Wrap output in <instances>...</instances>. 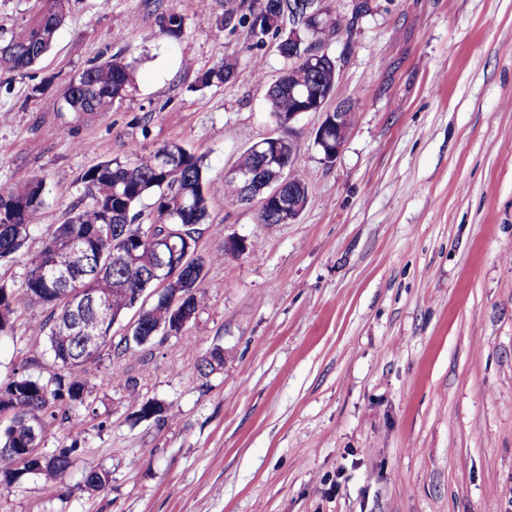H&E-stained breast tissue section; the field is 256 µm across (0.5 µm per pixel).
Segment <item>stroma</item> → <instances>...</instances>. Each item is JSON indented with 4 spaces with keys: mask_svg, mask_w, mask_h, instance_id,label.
<instances>
[{
    "mask_svg": "<svg viewBox=\"0 0 512 512\" xmlns=\"http://www.w3.org/2000/svg\"><path fill=\"white\" fill-rule=\"evenodd\" d=\"M331 42L334 103L357 120L334 162L321 113L286 135L308 202L291 224L215 194L198 249L214 255L207 301L180 335L135 357L103 352L84 375L96 410L49 427L68 472L0 483V512H512V0H371ZM187 22L158 35L159 8ZM215 0H70L52 50L0 73V186L45 178L39 228L0 261L20 284L45 230L84 195L82 174L130 143L174 141L223 181L238 153L277 132L267 85L274 39L219 33ZM136 89L71 125L32 97L116 53ZM233 58L240 80L198 88ZM253 256L225 253V238ZM46 310L19 305L0 339V385L28 358L54 372ZM224 364L199 366L214 346ZM167 408L135 421L117 377ZM108 471L96 493L83 479Z\"/></svg>",
    "mask_w": 512,
    "mask_h": 512,
    "instance_id": "stroma-1",
    "label": "stroma"
}]
</instances>
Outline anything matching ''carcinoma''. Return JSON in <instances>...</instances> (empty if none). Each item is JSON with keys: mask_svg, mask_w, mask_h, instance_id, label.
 Segmentation results:
<instances>
[{"mask_svg": "<svg viewBox=\"0 0 512 512\" xmlns=\"http://www.w3.org/2000/svg\"><path fill=\"white\" fill-rule=\"evenodd\" d=\"M301 0H219L221 14L218 29L235 32L246 29L262 43L268 36L278 40L280 55L288 66L268 87L271 115L281 122L288 114L327 104L335 94L338 78L336 58L323 51L340 35L343 23L333 12L329 0H317L314 9L299 8ZM68 0H46L45 7L27 25L0 44V71L24 72L35 65L51 48L67 17ZM159 33L179 40L186 33L184 16L174 9L156 17ZM135 67L116 55L75 74L61 93L50 101L58 112H68L78 124L101 115L123 101L134 88ZM236 63L223 60L198 77V86L219 87L237 79ZM288 138L279 136L259 149L245 148L235 166L249 172L259 169L263 159L288 170L285 194L295 193L307 203L308 187L298 173L299 154L288 157ZM84 201L72 206L64 220L52 226L43 238L42 248L28 263L19 288L0 280V337L14 333L17 304H40L49 309L48 318L36 327L35 334L46 336L57 371L47 377L33 373L31 361L20 363L14 377L0 386V396L7 398L3 409L11 413L10 423L0 428V478L7 484L20 482L27 470L13 449L21 447L31 427L46 431L45 418L66 421L73 412L90 410L85 383L73 376L99 360L93 351L82 347V338L73 324L94 329L98 319L90 305L74 309L63 298L50 273L76 269L77 254L84 263L78 270L76 288L85 296L103 299L110 320H123L132 311V300L140 297L137 319L129 324L130 337H121L106 348L118 356H134L137 349L164 335L166 329L182 332L205 303L204 282L214 257L198 250V226L208 217L209 199L218 192L208 178L200 156L176 142L164 143L151 150L136 144L120 157L101 161L81 177ZM259 177L253 188L224 181V199L246 204L252 190L263 184ZM152 198L154 222L137 223L144 200ZM45 204V180L31 174L23 181L0 187V260L18 252L30 238ZM301 212L286 216L276 203L257 213L260 224H289ZM169 230L171 243L159 239ZM166 252L170 269L177 270L174 281L162 287L153 302L147 290L159 284L150 279L149 265L155 263V249ZM123 251L129 260L112 266V255ZM123 389L136 420L157 422L164 419L165 405L155 399L144 400L137 381L124 380ZM78 443L45 456V475H63L72 466ZM109 482L106 471H92L84 484L99 491Z\"/></svg>", "mask_w": 512, "mask_h": 512, "instance_id": "cac0c4a2", "label": "carcinoma"}]
</instances>
